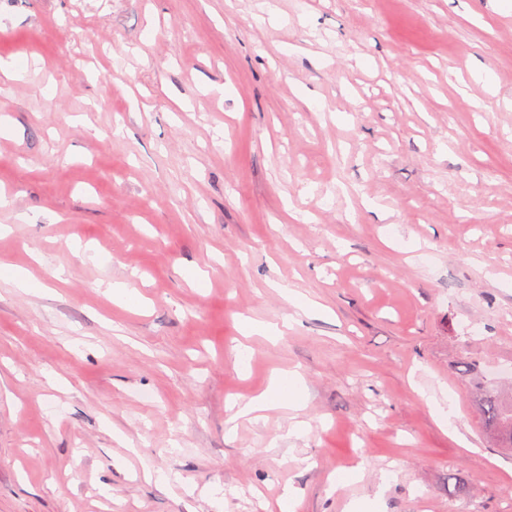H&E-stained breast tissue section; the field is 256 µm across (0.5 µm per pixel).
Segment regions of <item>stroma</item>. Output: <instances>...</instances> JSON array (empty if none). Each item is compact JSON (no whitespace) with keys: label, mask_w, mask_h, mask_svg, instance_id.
<instances>
[{"label":"stroma","mask_w":512,"mask_h":512,"mask_svg":"<svg viewBox=\"0 0 512 512\" xmlns=\"http://www.w3.org/2000/svg\"><path fill=\"white\" fill-rule=\"evenodd\" d=\"M0 61V512H506L512 0H0ZM463 374L481 391L486 424L493 430L497 448H512V397L490 387L482 379L475 360L462 362ZM304 381L300 372L281 371L271 378L268 389L251 398L238 409V414L250 415L265 410L271 403L297 407L303 401Z\"/></svg>","instance_id":"obj_1"}]
</instances>
